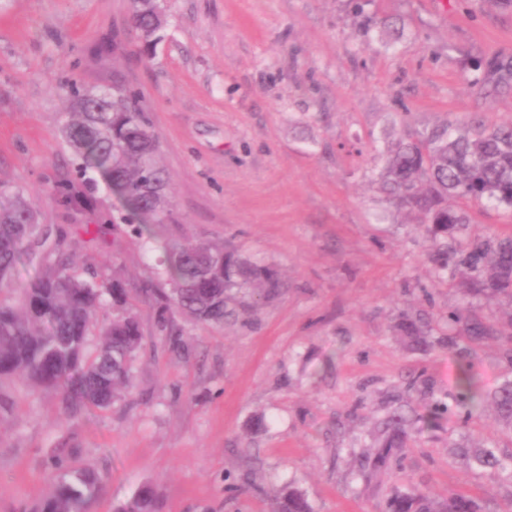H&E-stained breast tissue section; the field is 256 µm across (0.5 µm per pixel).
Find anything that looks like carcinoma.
<instances>
[{
  "label": "carcinoma",
  "mask_w": 512,
  "mask_h": 512,
  "mask_svg": "<svg viewBox=\"0 0 512 512\" xmlns=\"http://www.w3.org/2000/svg\"><path fill=\"white\" fill-rule=\"evenodd\" d=\"M133 28L149 49L160 40L163 18L154 0H131ZM483 83L494 89L512 84V63L493 58ZM62 136L78 160V172H96L141 223L135 238L154 237L168 223L167 181L157 166V141L139 95L116 81L110 87L72 91L63 99ZM382 189L396 206L416 214L431 242L430 259L440 272L464 275L469 296H506L512 300V233L470 238L463 206L492 202L512 208V124L460 131L448 121L416 136L400 139L384 158ZM460 202L448 205V199ZM67 233L38 224L31 204L19 190L0 187V387L21 383L53 392L68 408L106 410L132 385V365L143 346V331L123 284L107 271L86 278L66 249ZM39 266L21 286L13 283L17 262ZM163 288H150L169 313L160 331L174 332V317L221 323L246 310L262 295L283 287L273 268L240 259L224 247L172 239L164 244ZM112 308V318L98 313ZM457 335L479 343L497 335L494 326L469 304L448 311ZM102 338L93 352L90 337ZM458 401L469 418L484 402L512 420V381L487 393L467 364L457 373ZM435 427L441 413L395 409L382 422L379 458L389 448H404L411 418ZM477 461L512 477L494 447L481 449ZM52 486L36 512H86L102 492L105 478L91 464L59 452L50 458ZM117 512H160L154 489L140 486ZM275 512H313L309 501L290 489ZM387 512H480L466 493L439 501L425 493L391 494Z\"/></svg>",
  "instance_id": "1"
}]
</instances>
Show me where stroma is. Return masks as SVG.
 Wrapping results in <instances>:
<instances>
[{"mask_svg":"<svg viewBox=\"0 0 512 512\" xmlns=\"http://www.w3.org/2000/svg\"><path fill=\"white\" fill-rule=\"evenodd\" d=\"M161 40L144 53L130 0H0V186L23 190L39 224L63 228L82 266L134 294L144 344L128 397L70 417L58 397L7 386L0 409V512H34L47 460L78 449L106 476L90 512H114L152 484L162 512H269L282 487L314 512H383L356 457L379 445L391 407L452 403L470 362L485 388L512 380V303L475 300L497 334L456 338L463 296L439 279L424 228L380 189L391 142L446 121L512 122V87L476 85L512 60V0H158ZM139 93L168 180L174 238L273 266L285 286L221 323L178 318L139 295L160 253L104 184L80 176L62 96L113 80ZM74 182L75 199L59 186ZM102 227L98 246L84 227ZM433 317L430 349L402 333ZM512 456V425L487 407L411 433L390 483L404 494L461 491L482 512L512 482L474 455Z\"/></svg>","mask_w":512,"mask_h":512,"instance_id":"obj_1","label":"stroma"}]
</instances>
